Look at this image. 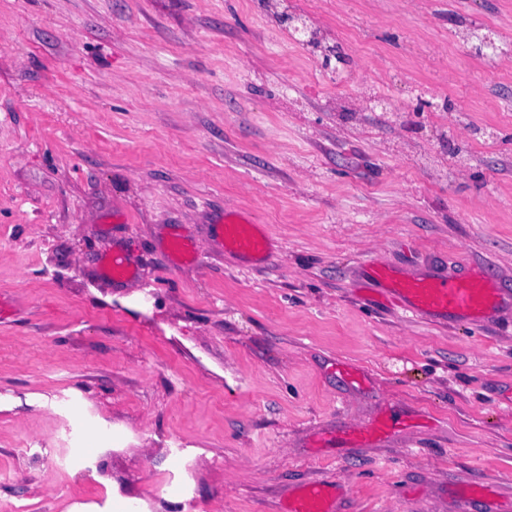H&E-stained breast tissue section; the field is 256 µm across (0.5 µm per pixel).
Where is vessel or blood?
Listing matches in <instances>:
<instances>
[{"label": "vessel or blood", "instance_id": "1", "mask_svg": "<svg viewBox=\"0 0 512 512\" xmlns=\"http://www.w3.org/2000/svg\"><path fill=\"white\" fill-rule=\"evenodd\" d=\"M225 256L237 260L264 261L269 252V239L253 220L228 210L222 223L213 227ZM374 278L385 301L413 316L438 320L448 316L465 322H488L504 312L507 304L500 288L486 272L476 270L466 276L451 274L406 275L390 268H379ZM288 512H334L327 501L324 486L318 485L289 503Z\"/></svg>", "mask_w": 512, "mask_h": 512}]
</instances>
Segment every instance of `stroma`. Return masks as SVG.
Returning a JSON list of instances; mask_svg holds the SVG:
<instances>
[{"label":"stroma","mask_w":512,"mask_h":512,"mask_svg":"<svg viewBox=\"0 0 512 512\" xmlns=\"http://www.w3.org/2000/svg\"><path fill=\"white\" fill-rule=\"evenodd\" d=\"M376 265L512 292V0H0V512L511 505L512 315L414 318ZM254 223L252 219L224 208V218L219 224L213 225V235L223 248L224 256L255 262L265 260L269 252V239L261 233L260 225ZM325 485H318L309 488V490L289 503L285 512H333L335 509L327 501Z\"/></svg>","instance_id":"stroma-1"}]
</instances>
